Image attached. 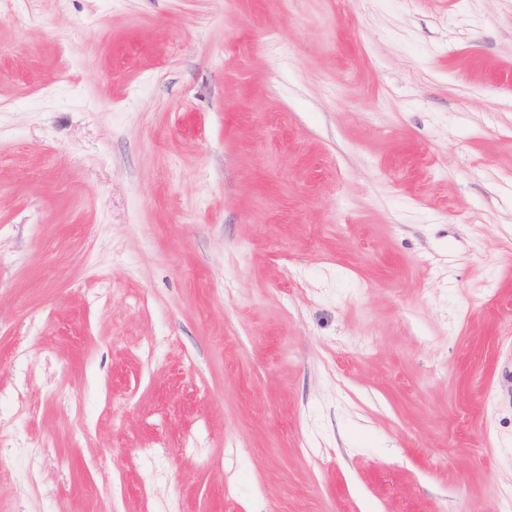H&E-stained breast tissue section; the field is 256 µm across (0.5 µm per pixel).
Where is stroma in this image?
Instances as JSON below:
<instances>
[{
	"mask_svg": "<svg viewBox=\"0 0 512 512\" xmlns=\"http://www.w3.org/2000/svg\"><path fill=\"white\" fill-rule=\"evenodd\" d=\"M0 512H512V0H0Z\"/></svg>",
	"mask_w": 512,
	"mask_h": 512,
	"instance_id": "stroma-1",
	"label": "stroma"
}]
</instances>
